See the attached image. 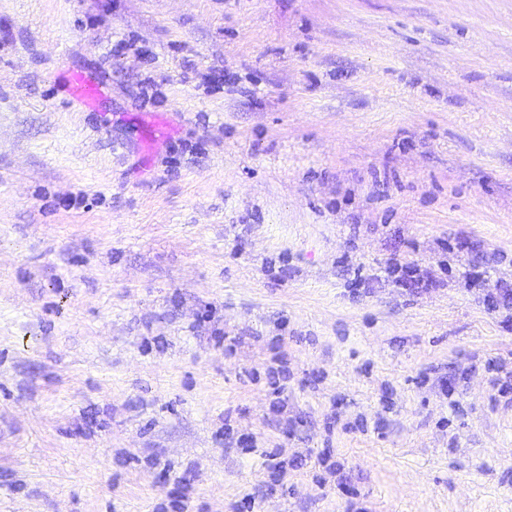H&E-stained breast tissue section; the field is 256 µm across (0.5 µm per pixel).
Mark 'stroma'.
Masks as SVG:
<instances>
[{"instance_id":"stroma-1","label":"stroma","mask_w":512,"mask_h":512,"mask_svg":"<svg viewBox=\"0 0 512 512\" xmlns=\"http://www.w3.org/2000/svg\"><path fill=\"white\" fill-rule=\"evenodd\" d=\"M500 281L512 0H0V512H512ZM99 94L100 84L97 81L90 77L77 76L73 101L82 106H88Z\"/></svg>"}]
</instances>
